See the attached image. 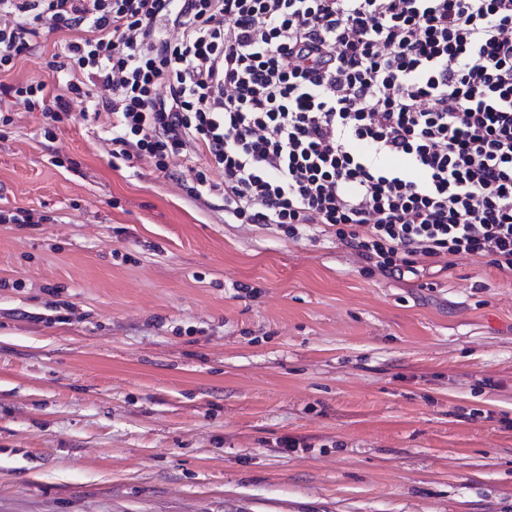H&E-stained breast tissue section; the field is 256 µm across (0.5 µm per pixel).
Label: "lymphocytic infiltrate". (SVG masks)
<instances>
[{"mask_svg":"<svg viewBox=\"0 0 512 512\" xmlns=\"http://www.w3.org/2000/svg\"><path fill=\"white\" fill-rule=\"evenodd\" d=\"M44 27L77 78L0 95L54 122L95 96L168 177L203 154L225 223L322 224L384 273L512 274V0H0V70Z\"/></svg>","mask_w":512,"mask_h":512,"instance_id":"lymphocytic-infiltrate-1","label":"lymphocytic infiltrate"}]
</instances>
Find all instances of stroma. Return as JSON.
I'll return each mask as SVG.
<instances>
[{
	"instance_id": "obj_1",
	"label": "stroma",
	"mask_w": 512,
	"mask_h": 512,
	"mask_svg": "<svg viewBox=\"0 0 512 512\" xmlns=\"http://www.w3.org/2000/svg\"><path fill=\"white\" fill-rule=\"evenodd\" d=\"M61 40L0 81L64 86ZM11 109L0 512H512L511 276L368 271L323 225L225 223L204 157L113 156L91 103L50 138Z\"/></svg>"
}]
</instances>
